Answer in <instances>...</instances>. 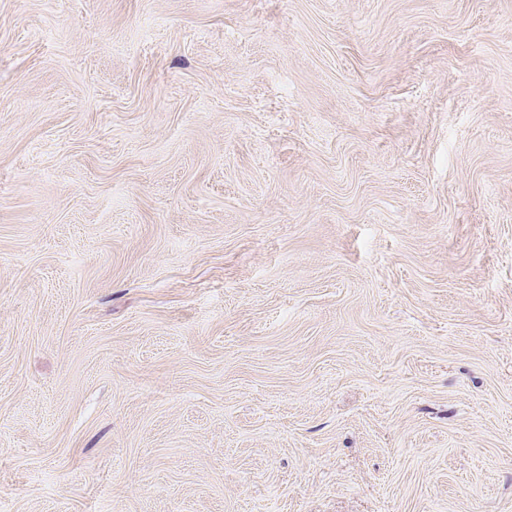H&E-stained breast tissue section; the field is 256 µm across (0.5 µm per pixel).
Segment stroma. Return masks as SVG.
<instances>
[{
	"label": "stroma",
	"instance_id": "35a3bbf8",
	"mask_svg": "<svg viewBox=\"0 0 512 512\" xmlns=\"http://www.w3.org/2000/svg\"><path fill=\"white\" fill-rule=\"evenodd\" d=\"M0 512H512V0H0Z\"/></svg>",
	"mask_w": 512,
	"mask_h": 512
}]
</instances>
